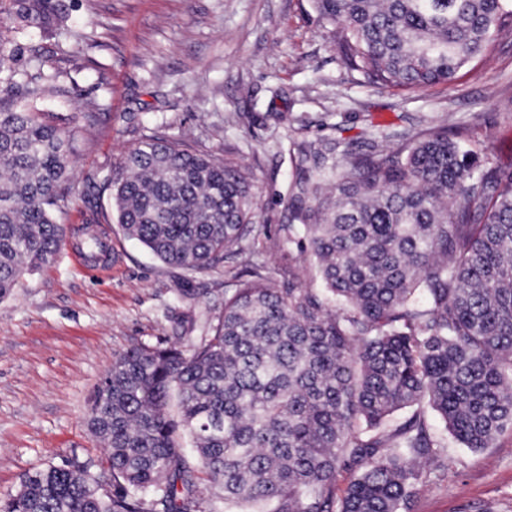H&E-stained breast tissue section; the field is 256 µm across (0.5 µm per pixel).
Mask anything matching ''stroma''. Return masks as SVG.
Returning <instances> with one entry per match:
<instances>
[{
    "mask_svg": "<svg viewBox=\"0 0 512 512\" xmlns=\"http://www.w3.org/2000/svg\"><path fill=\"white\" fill-rule=\"evenodd\" d=\"M64 4L60 32L9 22L0 36L37 50L45 74L68 91L45 106L50 122L77 130L74 191L55 217L67 238L93 232L111 244L112 271H84L62 250L0 300V498L29 470L98 458L86 407L117 354L194 343L218 315L225 288L256 268L279 288L321 289L283 229L302 176L294 142L339 138L358 149L419 121L444 122L452 133L470 128L488 167L512 171V0L490 59L453 84L411 92L370 85L348 69L334 26L311 0ZM148 135L249 170L261 230L222 266L166 265L121 231L104 182L126 148ZM447 455V471H426L410 512H512V430L488 448L449 443Z\"/></svg>",
    "mask_w": 512,
    "mask_h": 512,
    "instance_id": "1",
    "label": "stroma"
}]
</instances>
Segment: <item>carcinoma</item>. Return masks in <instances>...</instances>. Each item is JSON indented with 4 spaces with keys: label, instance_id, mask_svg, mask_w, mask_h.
I'll use <instances>...</instances> for the list:
<instances>
[{
    "label": "carcinoma",
    "instance_id": "carcinoma-1",
    "mask_svg": "<svg viewBox=\"0 0 512 512\" xmlns=\"http://www.w3.org/2000/svg\"><path fill=\"white\" fill-rule=\"evenodd\" d=\"M313 2L348 67L410 90L490 55L504 0ZM2 20L50 34L67 14L62 0H0ZM21 55L0 42V299L54 261L52 212L72 191L73 133L41 109L66 91L35 54L16 80L3 60ZM383 138L397 148L297 145L305 177L284 229H302L324 292L255 271L224 289L192 349L118 354L87 409L99 475L77 457L28 471L0 512H410L421 460L448 467L427 410L473 450L512 427V172L480 170L465 127ZM108 183L125 236L169 265L215 268L258 229L248 171L175 141L131 145Z\"/></svg>",
    "mask_w": 512,
    "mask_h": 512
}]
</instances>
